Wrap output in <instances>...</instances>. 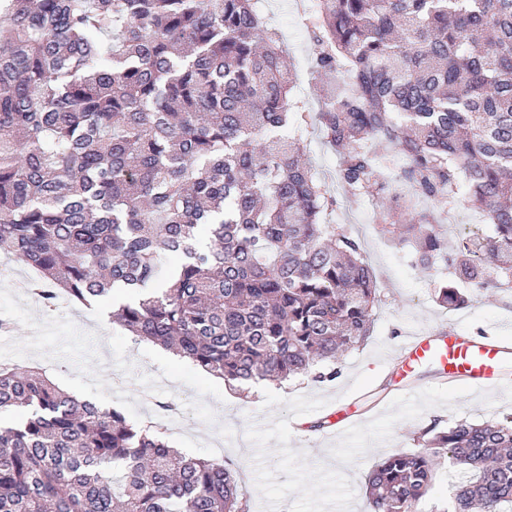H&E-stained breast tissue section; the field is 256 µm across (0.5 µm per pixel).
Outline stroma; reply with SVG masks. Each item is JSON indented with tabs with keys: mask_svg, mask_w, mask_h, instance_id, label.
<instances>
[{
	"mask_svg": "<svg viewBox=\"0 0 512 512\" xmlns=\"http://www.w3.org/2000/svg\"><path fill=\"white\" fill-rule=\"evenodd\" d=\"M262 15L268 24L282 25L293 92L317 110L332 80L312 74L314 46L295 0H265ZM303 138L316 175L335 189L334 151L316 127H308ZM362 244L379 289L377 316L371 337L344 357L340 377L329 384L261 383L246 395L230 392L223 380L104 322L98 308L63 300L45 310L15 288V280L31 270L14 257L6 261L10 277L0 280V315L12 320L11 329L0 334V364L42 368L60 387L134 422L161 420L159 403L175 402L188 425L168 432L170 445L189 457L233 464L250 494V512H365L368 472L386 455L412 451L415 427L435 419L445 428L460 419L512 414V385L493 393L451 392L430 367L419 374L421 391L405 392L385 368L402 334L456 322L512 337V296L478 293L467 306L449 310L435 302L434 276L413 266L405 249L372 228ZM145 392L150 402H142ZM339 402L366 410L360 429L338 439L315 438L308 426L318 420L319 408Z\"/></svg>",
	"mask_w": 512,
	"mask_h": 512,
	"instance_id": "1",
	"label": "stroma"
}]
</instances>
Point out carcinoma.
<instances>
[{
  "instance_id": "carcinoma-1",
  "label": "carcinoma",
  "mask_w": 512,
  "mask_h": 512,
  "mask_svg": "<svg viewBox=\"0 0 512 512\" xmlns=\"http://www.w3.org/2000/svg\"><path fill=\"white\" fill-rule=\"evenodd\" d=\"M258 0H0V255L40 301L119 288L113 317L230 387L330 382L372 333L362 243L325 224L336 198L304 159ZM317 112L339 181L375 198L379 233L443 262L438 302L512 290V0H319L305 18ZM385 171L439 218L392 196ZM489 232L448 250L459 208ZM209 243H200L201 230ZM0 512H247L225 460L171 447L158 423L79 401L39 370L0 369ZM368 473L371 512H419L450 460V512H512V416L421 428Z\"/></svg>"
}]
</instances>
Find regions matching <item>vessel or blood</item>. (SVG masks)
<instances>
[{
  "mask_svg": "<svg viewBox=\"0 0 512 512\" xmlns=\"http://www.w3.org/2000/svg\"><path fill=\"white\" fill-rule=\"evenodd\" d=\"M396 371L408 387L427 366L435 367L442 383L462 384L476 391L512 380V341L478 336L465 330L417 332L406 335L397 351Z\"/></svg>",
  "mask_w": 512,
  "mask_h": 512,
  "instance_id": "b4317fda",
  "label": "vessel or blood"
}]
</instances>
